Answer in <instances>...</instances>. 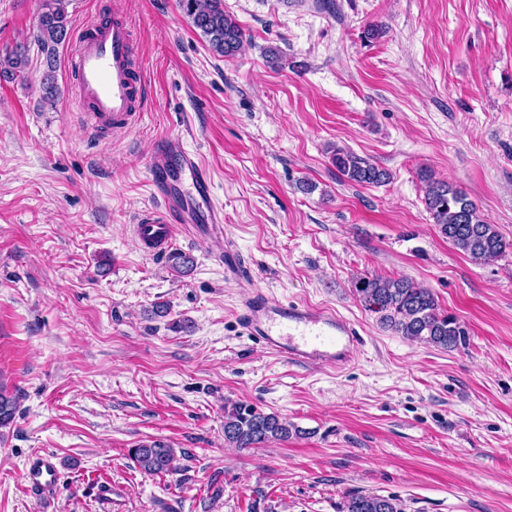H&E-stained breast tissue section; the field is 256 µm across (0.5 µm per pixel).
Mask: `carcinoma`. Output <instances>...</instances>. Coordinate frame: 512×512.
<instances>
[{
    "label": "carcinoma",
    "instance_id": "carcinoma-1",
    "mask_svg": "<svg viewBox=\"0 0 512 512\" xmlns=\"http://www.w3.org/2000/svg\"><path fill=\"white\" fill-rule=\"evenodd\" d=\"M68 0H40V11L33 31L34 41L45 55L46 69L41 80L43 101L54 104L57 98L56 57L69 34L66 11ZM179 7L200 31L209 48L219 56L233 57L241 49L245 34L239 24L224 13L223 0H179ZM29 57L23 48L0 54V78L26 80ZM336 171L358 184H380L388 179L386 170L369 159L343 148L332 156ZM424 182V203L441 235L456 249L478 263H487L512 249L496 226L483 218L467 195L428 170L419 173ZM171 268L188 273L193 258L182 251L169 255ZM353 291L365 311L375 315L383 327L420 343L456 348L467 342V331L458 319L441 311L433 292L401 277L383 279L359 276ZM16 396L0 387V429L10 426L17 412ZM304 430L276 413H264L253 405L233 403L224 407V442L236 448H257L272 441L286 442ZM129 456L146 474L170 471L174 449L160 440L143 442L129 449ZM342 512H403L394 496L354 493L348 496Z\"/></svg>",
    "mask_w": 512,
    "mask_h": 512
}]
</instances>
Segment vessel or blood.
I'll list each match as a JSON object with an SVG mask.
<instances>
[{
    "instance_id": "obj_1",
    "label": "vessel or blood",
    "mask_w": 512,
    "mask_h": 512,
    "mask_svg": "<svg viewBox=\"0 0 512 512\" xmlns=\"http://www.w3.org/2000/svg\"><path fill=\"white\" fill-rule=\"evenodd\" d=\"M145 68L136 51L129 18L112 14L80 28L74 38L69 74L87 125L96 131H125L140 119L147 96ZM153 204L133 220V233L146 255H165L174 225L224 226V210L213 201V180L200 156L181 138L165 137L148 161ZM244 332L277 355L299 365L342 368L355 358L359 336L336 311L309 304L282 303L255 291L242 303ZM60 474L48 457L32 461L24 476L33 488L51 491Z\"/></svg>"
}]
</instances>
